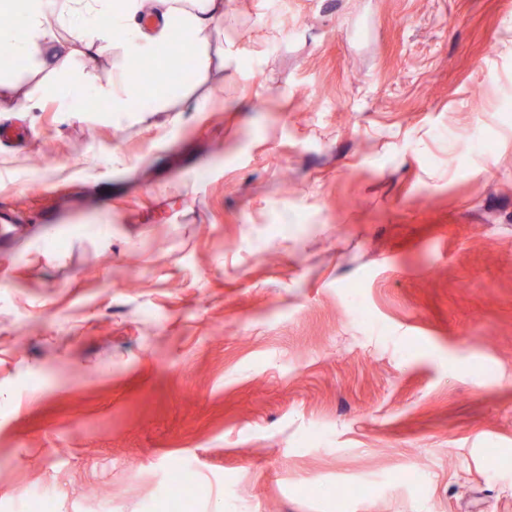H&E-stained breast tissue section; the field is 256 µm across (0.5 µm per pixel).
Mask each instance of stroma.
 <instances>
[{
	"label": "stroma",
	"instance_id": "stroma-1",
	"mask_svg": "<svg viewBox=\"0 0 512 512\" xmlns=\"http://www.w3.org/2000/svg\"><path fill=\"white\" fill-rule=\"evenodd\" d=\"M222 3L161 112L0 56V512H512V0Z\"/></svg>",
	"mask_w": 512,
	"mask_h": 512
}]
</instances>
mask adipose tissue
Instances as JSON below:
<instances>
[{
    "label": "adipose tissue",
    "mask_w": 512,
    "mask_h": 512,
    "mask_svg": "<svg viewBox=\"0 0 512 512\" xmlns=\"http://www.w3.org/2000/svg\"><path fill=\"white\" fill-rule=\"evenodd\" d=\"M218 0H126L115 9L110 0H27L24 21L16 29L0 31L12 56H47L52 69L67 70L68 42L107 47L114 34H123L129 55L175 44L177 38H199L212 26ZM63 12L68 41H61L49 14Z\"/></svg>",
    "instance_id": "1"
}]
</instances>
